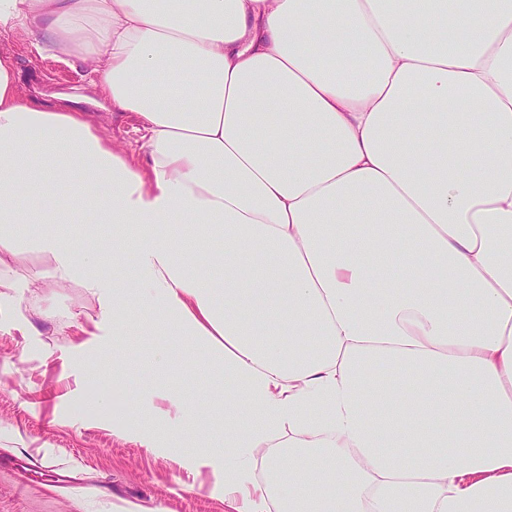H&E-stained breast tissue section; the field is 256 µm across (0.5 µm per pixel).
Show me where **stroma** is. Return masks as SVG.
I'll return each mask as SVG.
<instances>
[{"label": "stroma", "mask_w": 512, "mask_h": 512, "mask_svg": "<svg viewBox=\"0 0 512 512\" xmlns=\"http://www.w3.org/2000/svg\"><path fill=\"white\" fill-rule=\"evenodd\" d=\"M16 76L37 103L51 92L91 94L79 62L38 54L26 34L0 30ZM90 119L130 155L141 157L143 133L133 114L89 104ZM100 316L97 295L79 285L16 288L0 301V512H228L224 474L187 468L127 438L130 426L151 428L156 416L135 418L133 397L172 387L208 417L212 438L224 431V379L203 373L189 351L159 327L130 321L112 357V337L85 345L79 326ZM155 347L171 364L161 373L142 365Z\"/></svg>", "instance_id": "obj_1"}]
</instances>
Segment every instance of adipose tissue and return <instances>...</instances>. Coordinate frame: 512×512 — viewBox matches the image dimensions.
<instances>
[{
    "mask_svg": "<svg viewBox=\"0 0 512 512\" xmlns=\"http://www.w3.org/2000/svg\"><path fill=\"white\" fill-rule=\"evenodd\" d=\"M0 29L144 131L137 161L0 52V265L92 215L25 243L94 335L135 314L224 375L221 442L183 403L128 437L222 469L230 512H512V0H0ZM7 49L13 56L15 73L29 98L37 103L51 106L56 100L44 95L58 90L93 96L87 69L77 61L66 62L48 54H38L31 40L19 31L0 30V48Z\"/></svg>",
    "mask_w": 512,
    "mask_h": 512,
    "instance_id": "adipose-tissue-1",
    "label": "adipose tissue"
}]
</instances>
